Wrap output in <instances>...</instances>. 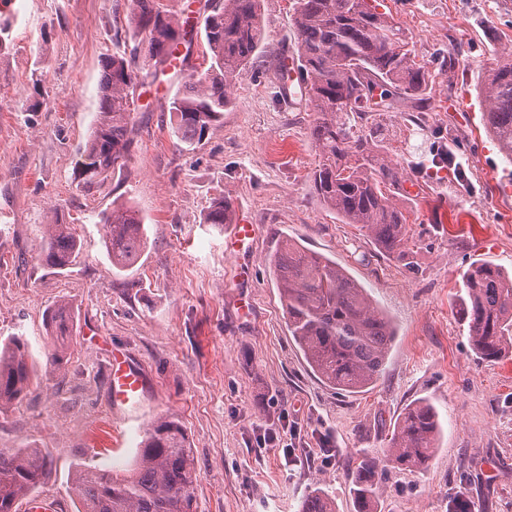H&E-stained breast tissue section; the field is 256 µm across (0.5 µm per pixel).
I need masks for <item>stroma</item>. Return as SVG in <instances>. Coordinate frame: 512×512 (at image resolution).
<instances>
[{"instance_id": "stroma-1", "label": "stroma", "mask_w": 512, "mask_h": 512, "mask_svg": "<svg viewBox=\"0 0 512 512\" xmlns=\"http://www.w3.org/2000/svg\"><path fill=\"white\" fill-rule=\"evenodd\" d=\"M160 2L190 19L183 68L202 69L203 0ZM129 9L130 0L0 6L13 26L12 49L0 57V340L25 336L40 377L0 414V451L41 448L49 460L41 494L76 512V466L125 474L145 430L170 418L184 428L200 475L198 512H300L317 489L336 512H356L353 466L381 455L406 406L423 399L439 415L438 447L423 468H390L377 512H455L460 498L471 512H512V357L479 359L459 304L471 262L512 272V161L485 131L479 93L488 71L512 55V0L382 2L433 87L424 120L413 119L407 99L383 115L384 159L416 189L393 192L409 216L410 267L341 223L312 188L316 114L300 93L279 94L281 65L297 59L292 0H262L258 56L195 149H177L170 134L181 79L172 73L143 90L122 179L83 185L101 61L130 41ZM460 42L459 67L443 72ZM223 196L259 228L238 260L224 253L225 226L203 221ZM116 200L148 225L146 249L122 274L98 222ZM58 220L81 242L63 271L37 259L45 225ZM286 239L346 268L391 318L384 371L364 391L325 385L294 344L269 266ZM61 300L75 313L77 343L55 366L45 323ZM116 350L148 383L131 415L108 397ZM271 431L283 444L269 441Z\"/></svg>"}]
</instances>
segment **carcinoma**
Here are the masks:
<instances>
[{
	"label": "carcinoma",
	"instance_id": "obj_1",
	"mask_svg": "<svg viewBox=\"0 0 512 512\" xmlns=\"http://www.w3.org/2000/svg\"><path fill=\"white\" fill-rule=\"evenodd\" d=\"M127 24L139 36L130 53L104 57L97 117L84 150L80 178L85 185L119 178L131 159L135 125L132 114L145 78L139 56L153 63L152 81L167 74L173 49L186 41L181 18L159 0H130ZM203 28L208 66L183 76L170 102L171 133L187 148L232 106L229 89L253 62L262 38L261 0H204ZM298 33L300 91L317 118L311 130L319 163L310 180L320 201L344 224H359L376 247L411 263L403 249L408 218L389 191L399 171L376 152V112L410 99L418 112L428 111L432 86L412 56L393 16L370 0H293ZM12 23L0 15V56L12 46ZM484 126L512 160V60L489 71L483 91ZM227 197L214 200L205 224H229ZM102 238L112 266L132 267L147 244L144 217L127 204H114L100 217ZM79 253L70 225H46L39 260L64 270ZM288 328L303 356L329 387L358 393L380 377L396 332L357 281L336 262L288 239L269 261ZM462 305L468 338L480 359L512 355V274L489 261L471 263L461 274ZM55 350L49 363L60 365L76 340L74 315L65 301L53 308L47 323ZM28 341L12 336L0 342V414L20 404L37 383L29 363ZM438 415L427 401L411 403L397 420L384 457L408 469L424 467L436 449ZM48 459L38 448L0 452V512H19L47 474ZM385 470L365 457L353 470L351 491L358 512H372ZM199 474L181 425L160 420L150 425L131 469L122 476L80 466L72 480L78 512H197ZM301 512H334L327 494L316 491Z\"/></svg>",
	"mask_w": 512,
	"mask_h": 512
}]
</instances>
